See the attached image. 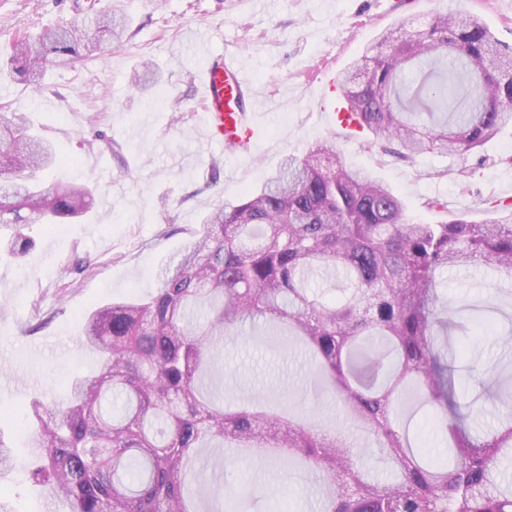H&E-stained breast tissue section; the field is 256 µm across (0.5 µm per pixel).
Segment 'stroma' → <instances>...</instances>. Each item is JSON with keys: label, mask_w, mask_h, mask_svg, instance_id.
<instances>
[{"label": "stroma", "mask_w": 512, "mask_h": 512, "mask_svg": "<svg viewBox=\"0 0 512 512\" xmlns=\"http://www.w3.org/2000/svg\"><path fill=\"white\" fill-rule=\"evenodd\" d=\"M120 9L130 25L120 46H105L66 66H48L44 92L0 73V104L30 115L53 142L55 180L90 187L94 207L61 224L26 229L35 247L25 260L7 250L12 227L0 226V435L17 461L0 472V497L14 512H46L54 499L34 486L22 461L32 399H62L75 374H93L98 355L78 340L84 314L111 300L144 297L157 273L200 232L217 205L239 204L289 154L333 138L342 161L363 168L401 196L407 217L435 224L499 214L512 193V124L467 158L441 151L407 164L368 145L330 112L325 83L387 29L418 30L459 10L481 18L512 47V0H0V63L19 35H33L87 15ZM239 55L258 102L256 142L232 155L203 137L197 73L207 55ZM117 152L89 148L95 133ZM219 176H212V163ZM436 208H428V201ZM90 259L82 273L75 256ZM442 297L458 309L456 336L465 356L455 363L459 396L476 400L471 431L497 428L504 407L482 400L499 377L512 379V280L492 282L482 269L440 273ZM219 390L229 405L274 401L318 429L345 432L371 455L374 438L348 429L331 396L312 387L307 358L275 331L248 323L216 341ZM201 458L208 486L242 481L271 491V512H317L315 485L283 468L246 459L216 468Z\"/></svg>", "instance_id": "1"}]
</instances>
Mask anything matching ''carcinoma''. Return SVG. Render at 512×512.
Segmentation results:
<instances>
[{
    "label": "carcinoma",
    "mask_w": 512,
    "mask_h": 512,
    "mask_svg": "<svg viewBox=\"0 0 512 512\" xmlns=\"http://www.w3.org/2000/svg\"><path fill=\"white\" fill-rule=\"evenodd\" d=\"M125 26L121 11L73 20L16 40L7 65L40 92L47 65L119 43ZM338 88L370 144L409 163L435 150L465 158L512 123V47L478 17L449 12L416 32L378 36ZM53 162L27 115L1 105L0 224L14 226L7 248L16 257L34 248L25 226L62 223L93 204L83 185L17 179ZM320 266L349 277L342 301L306 287ZM470 266L512 279V220L411 222L389 185L346 166L333 142H317L238 205L215 207L150 296L85 315L79 340L98 353V368L74 376L65 401L32 402L31 479L69 512H202L195 460L227 444L282 449L285 469L319 472L327 486L319 512H512L502 473L512 413L493 432L468 433V406L437 346L455 326L437 309V275ZM260 319L288 327L311 358L313 386L376 438L389 478L372 474L337 434L268 410H224L212 385L214 339ZM410 393L429 407L446 454L427 458L410 436L414 415L401 413ZM112 395L121 400L114 413L104 406ZM257 502L255 492L238 491L208 512H255Z\"/></svg>",
    "instance_id": "obj_1"
}]
</instances>
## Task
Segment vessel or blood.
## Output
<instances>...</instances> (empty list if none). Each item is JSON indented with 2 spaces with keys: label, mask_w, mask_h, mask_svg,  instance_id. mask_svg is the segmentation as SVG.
<instances>
[{
  "label": "vessel or blood",
  "mask_w": 512,
  "mask_h": 512,
  "mask_svg": "<svg viewBox=\"0 0 512 512\" xmlns=\"http://www.w3.org/2000/svg\"><path fill=\"white\" fill-rule=\"evenodd\" d=\"M208 144L228 151L246 149L254 142L251 114L255 104L251 84L236 56H208L198 72Z\"/></svg>",
  "instance_id": "b4317fda"
}]
</instances>
